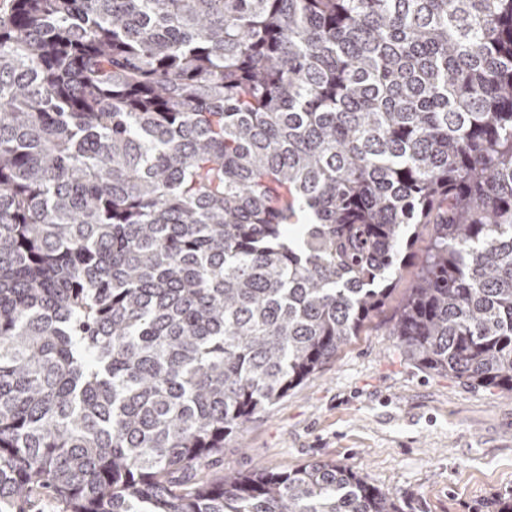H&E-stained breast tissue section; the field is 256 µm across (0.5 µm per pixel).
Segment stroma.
I'll return each mask as SVG.
<instances>
[{
	"label": "stroma",
	"mask_w": 512,
	"mask_h": 512,
	"mask_svg": "<svg viewBox=\"0 0 512 512\" xmlns=\"http://www.w3.org/2000/svg\"><path fill=\"white\" fill-rule=\"evenodd\" d=\"M430 240L422 226L384 306L320 371L224 441L201 478L348 466L400 512H489L512 491V396L406 359L391 334Z\"/></svg>",
	"instance_id": "obj_1"
}]
</instances>
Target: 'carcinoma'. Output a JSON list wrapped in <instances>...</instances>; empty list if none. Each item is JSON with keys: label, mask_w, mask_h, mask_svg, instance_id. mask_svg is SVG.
I'll use <instances>...</instances> for the list:
<instances>
[{"label": "carcinoma", "mask_w": 512, "mask_h": 512, "mask_svg": "<svg viewBox=\"0 0 512 512\" xmlns=\"http://www.w3.org/2000/svg\"><path fill=\"white\" fill-rule=\"evenodd\" d=\"M512 393V0H0V512H399L201 467L359 334Z\"/></svg>", "instance_id": "obj_1"}]
</instances>
